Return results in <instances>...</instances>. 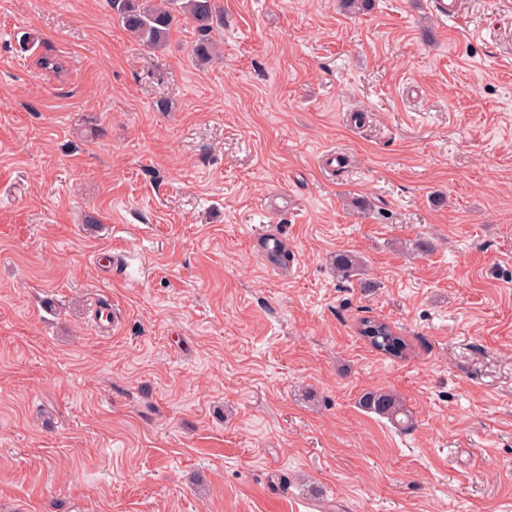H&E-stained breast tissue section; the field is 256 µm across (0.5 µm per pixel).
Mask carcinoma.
<instances>
[{
  "instance_id": "carcinoma-1",
  "label": "carcinoma",
  "mask_w": 512,
  "mask_h": 512,
  "mask_svg": "<svg viewBox=\"0 0 512 512\" xmlns=\"http://www.w3.org/2000/svg\"><path fill=\"white\" fill-rule=\"evenodd\" d=\"M109 7L123 28L150 49L166 46L172 28L183 17L193 21L204 34L224 22L217 0H109ZM359 268L360 262L355 256H336V274L342 279L350 278ZM359 334L386 357L401 359L407 356L410 349L406 338L383 321L370 318L361 320ZM359 404L391 420L407 415L400 398L384 389L364 393Z\"/></svg>"
}]
</instances>
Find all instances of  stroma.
Segmentation results:
<instances>
[{
  "instance_id": "stroma-1",
  "label": "stroma",
  "mask_w": 512,
  "mask_h": 512,
  "mask_svg": "<svg viewBox=\"0 0 512 512\" xmlns=\"http://www.w3.org/2000/svg\"><path fill=\"white\" fill-rule=\"evenodd\" d=\"M374 3L0 0V512H512V0ZM109 7L123 28L150 49L167 45L181 17L192 20L204 36L224 22L217 0H109ZM359 334L373 349L386 357L405 358L410 349L405 336H401L383 321L370 318L361 320ZM359 404L366 410L391 420H397L399 415H404L406 420H397L401 423H409L407 410L400 398L393 392L377 389L365 392L359 399Z\"/></svg>"
}]
</instances>
